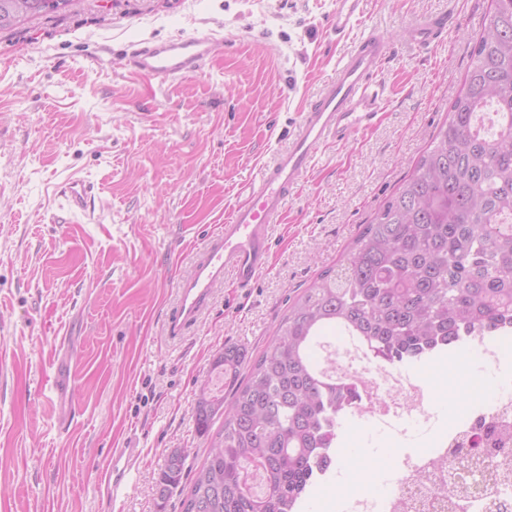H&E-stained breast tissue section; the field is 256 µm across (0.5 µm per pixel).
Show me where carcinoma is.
Listing matches in <instances>:
<instances>
[{
	"instance_id": "cac0c4a2",
	"label": "carcinoma",
	"mask_w": 512,
	"mask_h": 512,
	"mask_svg": "<svg viewBox=\"0 0 512 512\" xmlns=\"http://www.w3.org/2000/svg\"><path fill=\"white\" fill-rule=\"evenodd\" d=\"M73 0H0V32L28 17L65 11ZM448 123L412 175L376 210L350 253L290 308L244 385L245 352L213 361L234 389L200 386L196 430L224 428L183 499V512H293L328 467L339 420L356 389L319 366L328 329L357 340L373 359L420 361L467 341L474 330L512 327V0H492ZM175 450L159 475L165 501L182 483ZM455 469L493 478L485 452Z\"/></svg>"
}]
</instances>
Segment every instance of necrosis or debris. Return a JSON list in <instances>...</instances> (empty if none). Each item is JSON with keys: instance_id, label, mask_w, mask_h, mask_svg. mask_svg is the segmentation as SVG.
<instances>
[{"instance_id": "obj_1", "label": "necrosis or debris", "mask_w": 512, "mask_h": 512, "mask_svg": "<svg viewBox=\"0 0 512 512\" xmlns=\"http://www.w3.org/2000/svg\"><path fill=\"white\" fill-rule=\"evenodd\" d=\"M470 342L491 380L485 386V398L469 407L465 416L449 428L446 437L432 448L401 449L394 467V477L384 490L357 491L343 498L341 512H438L433 492L448 490V512H487L488 502L499 504V512H512V496H500L501 486H512V440L503 445L495 459L497 482L480 499L461 493L452 468L431 471L432 461L448 459L453 451H467L484 443L488 433L498 426L512 428V351L484 332L471 334ZM339 376L357 382L358 396L348 405L351 421L359 427L380 423L397 435H407L410 428L430 422L434 417L433 399L424 382L405 377L396 365L378 363L361 357L359 364L341 363ZM429 472L428 485L416 489L410 478Z\"/></svg>"}]
</instances>
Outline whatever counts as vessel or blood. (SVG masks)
I'll return each instance as SVG.
<instances>
[{"label": "vessel or blood", "instance_id": "obj_1", "mask_svg": "<svg viewBox=\"0 0 512 512\" xmlns=\"http://www.w3.org/2000/svg\"><path fill=\"white\" fill-rule=\"evenodd\" d=\"M362 0H336L327 20L335 35L359 21ZM453 23L451 15L430 18L416 28L413 39L427 46L438 41ZM219 44L213 36H185L164 42H132L125 55L135 73L176 79L203 68ZM392 52L391 43L372 33L337 64L318 98L301 113L286 150L238 191V202L220 230L212 235L188 275L176 281L177 300L165 315L167 336L179 338L196 326L217 288L232 283L248 288L268 264L269 225L279 223L290 193L308 177L315 151L330 143L348 141L360 128L371 126L383 105L379 70ZM91 183L75 181L61 192L68 210L85 211ZM143 457L134 444L113 449L98 478L110 500H118L133 485Z\"/></svg>", "mask_w": 512, "mask_h": 512}]
</instances>
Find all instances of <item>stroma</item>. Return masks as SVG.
<instances>
[{"label": "stroma", "instance_id": "35a3bbf8", "mask_svg": "<svg viewBox=\"0 0 512 512\" xmlns=\"http://www.w3.org/2000/svg\"><path fill=\"white\" fill-rule=\"evenodd\" d=\"M335 2L74 0L0 32V512H182L180 492L159 501L157 479L173 450L186 456V487L206 457L193 408L214 356L235 345L254 363L289 306L412 174L448 118L491 0H366L341 38L327 29ZM443 12L455 24L420 48L413 29ZM373 31L394 47L376 123L317 150L269 228L266 269L251 287L217 289L199 326L168 341L164 315L195 248ZM211 33L222 46L186 77L124 64L129 42ZM77 178L95 184L83 213L58 196ZM61 336L74 376L63 430L49 402ZM435 410L437 425L405 440L341 420L336 470L310 487L302 512L341 484L350 439L393 466L390 450L423 447L447 424L448 404ZM129 441L144 458L113 505L96 471Z\"/></svg>", "mask_w": 512, "mask_h": 512}]
</instances>
